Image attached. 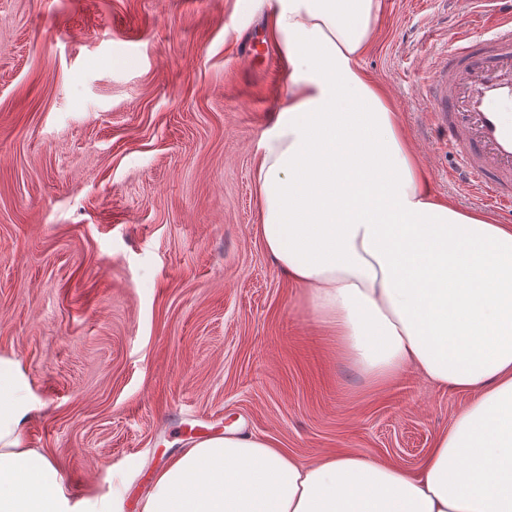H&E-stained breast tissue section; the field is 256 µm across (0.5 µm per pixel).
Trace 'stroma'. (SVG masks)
<instances>
[{"label":"stroma","mask_w":512,"mask_h":512,"mask_svg":"<svg viewBox=\"0 0 512 512\" xmlns=\"http://www.w3.org/2000/svg\"><path fill=\"white\" fill-rule=\"evenodd\" d=\"M256 0H0V355L25 425L77 496L121 491L235 427L300 460L414 469L472 399L409 371L372 390L266 253L256 144L287 99ZM465 0H382L361 60L431 189L512 225L462 185L425 99Z\"/></svg>","instance_id":"1"}]
</instances>
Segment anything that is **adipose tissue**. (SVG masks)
<instances>
[{"mask_svg": "<svg viewBox=\"0 0 512 512\" xmlns=\"http://www.w3.org/2000/svg\"><path fill=\"white\" fill-rule=\"evenodd\" d=\"M288 100L257 143L256 232L381 389L407 370L474 392L418 469L349 452L300 461L273 438L193 442L140 512H512V225L433 193L391 98L360 60L381 0H270ZM36 408L0 356V512H122L74 498L24 439Z\"/></svg>", "mask_w": 512, "mask_h": 512, "instance_id": "adipose-tissue-1", "label": "adipose tissue"}]
</instances>
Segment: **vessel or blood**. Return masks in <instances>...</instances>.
I'll use <instances>...</instances> for the list:
<instances>
[{"label": "vessel or blood", "mask_w": 512, "mask_h": 512, "mask_svg": "<svg viewBox=\"0 0 512 512\" xmlns=\"http://www.w3.org/2000/svg\"><path fill=\"white\" fill-rule=\"evenodd\" d=\"M482 40L455 33L427 100L460 158L459 173L512 207V0H468Z\"/></svg>", "instance_id": "vessel-or-blood-1"}]
</instances>
